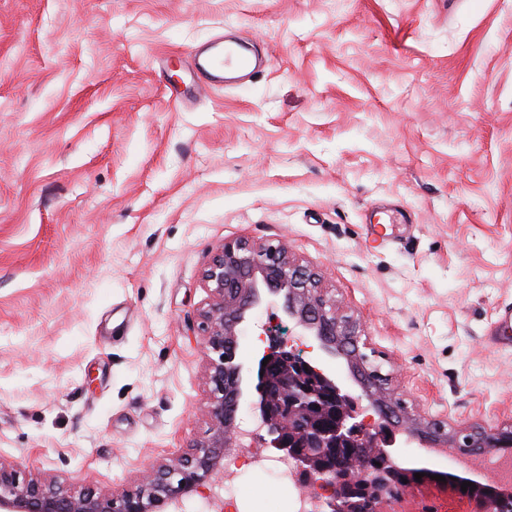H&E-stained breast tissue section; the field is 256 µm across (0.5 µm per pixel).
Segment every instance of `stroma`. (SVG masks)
Listing matches in <instances>:
<instances>
[{"label":"stroma","mask_w":512,"mask_h":512,"mask_svg":"<svg viewBox=\"0 0 512 512\" xmlns=\"http://www.w3.org/2000/svg\"><path fill=\"white\" fill-rule=\"evenodd\" d=\"M228 30L270 67L197 89ZM236 239L317 272L412 414L512 425V0H0V464L109 494L207 437L203 271ZM399 451L428 476L385 512H471L453 449ZM232 493L290 486L272 458ZM512 342V309L504 308L487 332V342L491 347H499Z\"/></svg>","instance_id":"35a3bbf8"}]
</instances>
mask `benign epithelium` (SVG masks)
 <instances>
[{"instance_id": "7a95c632", "label": "benign epithelium", "mask_w": 512, "mask_h": 512, "mask_svg": "<svg viewBox=\"0 0 512 512\" xmlns=\"http://www.w3.org/2000/svg\"><path fill=\"white\" fill-rule=\"evenodd\" d=\"M204 278L210 298L200 312L198 335L206 357L208 437L151 466L136 487L111 495L75 491L52 479L21 481L15 469L0 464V512H178L185 496L224 480V456L242 447L235 413L244 404L266 430L267 447L293 464L320 512H382L381 503L402 493L375 488L376 457L369 453L385 447L382 465L415 472L390 450L398 435L430 452L452 447L470 470L483 456L512 447V431L505 428L468 426L449 432L442 420L409 418L404 400L393 397L384 386L386 375L362 351L358 324L337 313L318 275L291 258L286 245L226 242ZM263 305L281 309L324 353L345 355L360 394L351 395L319 363L285 342L257 351L258 363L279 367L276 375H246L236 360L239 338L251 312ZM344 444L353 460L321 463L329 449ZM472 488L479 491L469 497L475 512H512L511 477L474 481Z\"/></svg>"}]
</instances>
